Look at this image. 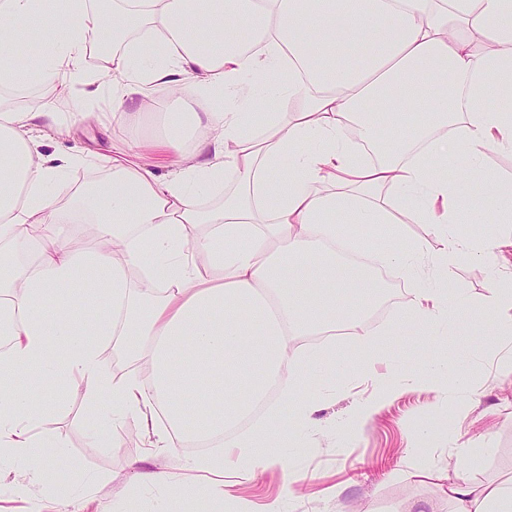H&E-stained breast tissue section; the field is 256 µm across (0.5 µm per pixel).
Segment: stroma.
Masks as SVG:
<instances>
[{"label": "stroma", "mask_w": 512, "mask_h": 512, "mask_svg": "<svg viewBox=\"0 0 512 512\" xmlns=\"http://www.w3.org/2000/svg\"><path fill=\"white\" fill-rule=\"evenodd\" d=\"M156 109L142 112L132 124L111 122L80 127L77 143L97 153L125 151L134 141L156 129L158 112L167 109V92L156 89ZM453 288L482 302L495 280L512 279V247L496 248L489 264L460 259L448 267ZM428 328L413 322L408 336L381 342L383 360L373 375L389 381L418 370L432 356L416 344ZM455 372L469 375L470 390H449L441 395L406 392L392 401L374 420L352 438L342 428L349 409L366 397L372 375L352 370L350 380L334 386V370L322 365L308 380V390L324 401L314 425L303 432L302 447L284 448L278 464L256 467L245 478L230 479V497L265 507L285 493L288 474L299 481L286 512H451L434 482L420 475L416 464L431 457L440 466L457 464L459 448H476L480 462L471 476L479 482L512 475V349L490 342L478 350L459 349L449 354ZM20 388L51 395L57 401L39 425L40 431L61 446L63 462L51 467L48 484L32 486L26 497L14 495V477L25 462L0 460V512H30L33 501L52 498L50 485L67 488V499H52L54 512H122L127 500H136L139 512H197L208 502L205 492L181 498L182 484L189 479L184 464L191 451L185 447L156 450L148 447L139 419L128 418L117 432L118 446L98 440V422L111 403L102 400L90 407L84 390L62 378L50 385L37 374L21 378ZM454 422L451 436H443L447 422ZM167 472L171 482L162 490L145 488L137 475L143 470Z\"/></svg>", "instance_id": "stroma-1"}]
</instances>
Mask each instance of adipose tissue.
<instances>
[{"label":"adipose tissue","mask_w":512,"mask_h":512,"mask_svg":"<svg viewBox=\"0 0 512 512\" xmlns=\"http://www.w3.org/2000/svg\"><path fill=\"white\" fill-rule=\"evenodd\" d=\"M105 31L119 47L88 71ZM34 80L55 96L78 87L107 99L116 121L134 120V106L152 102L158 87L182 109L168 113L163 137L109 156L107 183L64 199L56 184L90 160L71 140L92 113L0 102V336L10 346L0 357V457L43 461L17 479L16 494L46 481L57 458L37 432L43 402L13 387L28 372L78 378L93 403L110 394L104 440L132 415L152 448L223 445L220 456L187 460L206 481L186 484L184 497L201 488L228 501L225 475L276 463L322 403L308 374L328 351L297 352L294 337L336 323L363 335V303L382 295L366 270L337 277L331 216L387 225L382 263L411 281L412 319L435 329L436 345L459 335V313L477 306L451 289L448 259L467 252L480 261L490 245L448 227L466 208L462 178L480 175L487 149L512 152V110L487 103L512 100V0H0V87ZM261 87L303 106L289 119L268 111ZM352 124L368 145L391 142L392 155L358 161L344 138ZM44 128L50 152L39 141ZM452 159L461 162L453 180ZM228 176L235 191L199 208ZM401 212L445 243L428 279L414 269L423 244L399 236ZM71 218L94 225L93 250L61 238L57 227ZM35 230L28 263L20 249ZM309 262L318 278L302 277ZM340 289L349 298L341 308ZM477 307L488 320L469 330L471 343L512 339L511 288L491 289ZM94 336L122 337L151 380L106 375ZM55 340L70 348L57 367ZM442 370L402 386L375 380L347 435L401 388L439 386ZM283 379L289 389L270 401ZM422 471L446 484L452 512H512V477L481 483L431 463Z\"/></svg>","instance_id":"obj_1"}]
</instances>
